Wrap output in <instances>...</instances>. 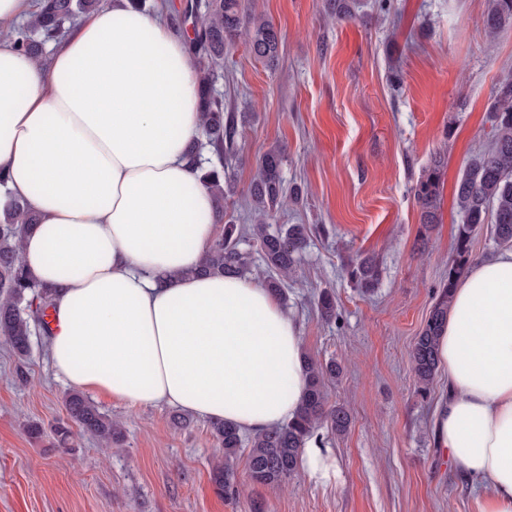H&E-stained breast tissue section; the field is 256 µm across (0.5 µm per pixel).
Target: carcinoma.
Wrapping results in <instances>:
<instances>
[{"label":"carcinoma","instance_id":"obj_1","mask_svg":"<svg viewBox=\"0 0 512 512\" xmlns=\"http://www.w3.org/2000/svg\"><path fill=\"white\" fill-rule=\"evenodd\" d=\"M100 0H39L37 12L17 31L10 34L19 50L37 56L42 47L67 33L75 22L99 6ZM179 23L191 21L192 36L188 51L198 74V97L206 145L218 158L232 153L238 134L235 116L225 111L224 96L217 89L222 78L224 47L244 37L254 57L274 61L279 56L281 37L268 20L248 15L242 0H185L176 15ZM484 26L491 39L512 29V0H488ZM492 128L487 145L469 163L456 189V207L460 216L455 235V254L448 276L410 352L418 390L427 392L438 372L437 341L448 320V307L457 279L464 273L470 255L472 235L482 224L490 225L497 245L512 247V74L499 81L491 105ZM203 145L193 147L205 186L224 204V167H204ZM282 156L277 148L258 159V173L251 184L255 224L250 231L228 219L214 236L200 270L216 275H244L249 255L241 245L256 243L266 275L262 284L278 296L284 295V282L297 267L307 244L304 224H287L273 232L268 220L288 202L281 176ZM443 162L433 159L415 184L414 196L420 208L421 224L439 223L442 196ZM36 225V218L18 201H12L0 213V337L15 354L30 352L31 336L37 330L48 333L47 317L52 294L39 286L26 271L20 254L22 237ZM351 283L363 293H371L379 284L381 269L375 257L361 256L350 265ZM317 306L327 319L336 316L332 294L318 295ZM307 395L294 420L247 437L236 426L224 421L209 422L210 434L224 449V460L213 469L216 489L226 496L236 494L234 461L241 448L249 449L248 476L258 485L276 488L286 483L298 469L301 449L315 429L327 425L334 433L347 431L350 416L345 408L329 404L327 382L340 374L334 361L317 362L305 357ZM66 421L54 427L53 436L60 446L69 443L72 425L90 433L101 446L110 448L121 435L118 423L102 412L87 396L71 391L64 399Z\"/></svg>","mask_w":512,"mask_h":512}]
</instances>
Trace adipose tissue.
Segmentation results:
<instances>
[{"label": "adipose tissue", "mask_w": 512, "mask_h": 512, "mask_svg": "<svg viewBox=\"0 0 512 512\" xmlns=\"http://www.w3.org/2000/svg\"><path fill=\"white\" fill-rule=\"evenodd\" d=\"M34 0H0V209L37 226L25 267L53 293L50 359L77 391L257 434L292 421L307 377L296 319L259 281L199 273L219 220L188 148L202 132L187 39L165 12L102 0L23 55ZM437 447L512 512V249L458 280L438 342Z\"/></svg>", "instance_id": "adipose-tissue-1"}]
</instances>
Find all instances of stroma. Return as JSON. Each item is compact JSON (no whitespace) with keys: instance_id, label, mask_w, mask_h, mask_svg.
<instances>
[{"instance_id":"obj_1","label":"stroma","mask_w":512,"mask_h":512,"mask_svg":"<svg viewBox=\"0 0 512 512\" xmlns=\"http://www.w3.org/2000/svg\"><path fill=\"white\" fill-rule=\"evenodd\" d=\"M349 2L352 16L339 20L328 0H243L278 29L281 52L266 63L236 41L218 83L239 131L224 159L225 210L252 223L257 161L276 147L286 189L300 194L271 224L311 227L285 305L306 352L342 368L327 391L350 426L319 429L335 480L300 470L283 487L261 486L242 455L239 493L224 497L211 480L223 449L207 419L180 427L172 408L130 409L102 395L94 402L119 422L120 440L104 448L78 428L70 447H57L51 428L66 417L69 386L37 333L24 359L0 339V512H477L473 484L431 432L446 378L420 394L409 353L448 274L456 184L491 130L498 80L512 71V29L489 40L487 0ZM436 156L441 220L427 228L414 186ZM360 254L381 268L368 295L346 273ZM323 290L336 300L329 320L315 305ZM31 423L42 437L28 434Z\"/></svg>"}]
</instances>
